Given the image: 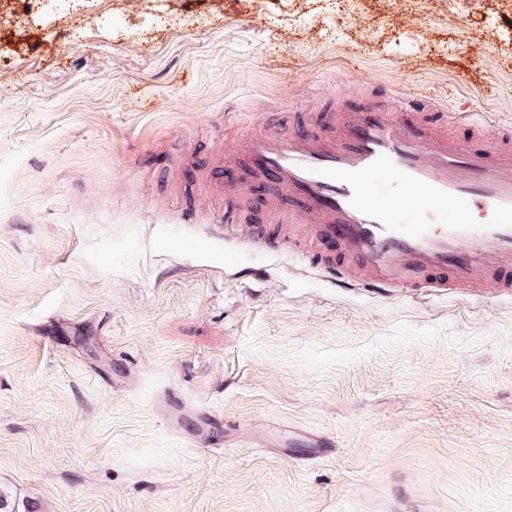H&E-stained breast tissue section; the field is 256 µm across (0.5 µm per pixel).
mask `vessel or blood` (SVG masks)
Returning a JSON list of instances; mask_svg holds the SVG:
<instances>
[{
	"instance_id": "b4317fda",
	"label": "vessel or blood",
	"mask_w": 512,
	"mask_h": 512,
	"mask_svg": "<svg viewBox=\"0 0 512 512\" xmlns=\"http://www.w3.org/2000/svg\"><path fill=\"white\" fill-rule=\"evenodd\" d=\"M330 131L246 135L248 179L270 182L283 237L253 227L274 251L293 244L304 268L339 288L409 297L476 288L512 292V137L484 112H441L394 92L361 112L330 113ZM466 126L472 140L448 136ZM454 221H446L449 207Z\"/></svg>"
}]
</instances>
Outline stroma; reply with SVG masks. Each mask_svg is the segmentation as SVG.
I'll return each instance as SVG.
<instances>
[{
    "mask_svg": "<svg viewBox=\"0 0 512 512\" xmlns=\"http://www.w3.org/2000/svg\"><path fill=\"white\" fill-rule=\"evenodd\" d=\"M400 85L512 125V0H0L12 504L512 512V295L334 288L249 240L262 180L239 244L209 237L225 111L286 136Z\"/></svg>",
    "mask_w": 512,
    "mask_h": 512,
    "instance_id": "obj_1",
    "label": "stroma"
}]
</instances>
